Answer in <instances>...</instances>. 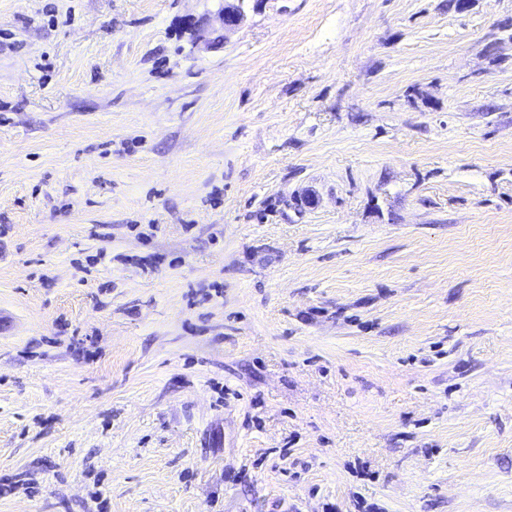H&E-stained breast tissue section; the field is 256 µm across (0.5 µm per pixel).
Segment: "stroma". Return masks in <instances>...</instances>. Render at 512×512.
I'll return each instance as SVG.
<instances>
[{"mask_svg": "<svg viewBox=\"0 0 512 512\" xmlns=\"http://www.w3.org/2000/svg\"><path fill=\"white\" fill-rule=\"evenodd\" d=\"M0 0V512H512V0Z\"/></svg>", "mask_w": 512, "mask_h": 512, "instance_id": "obj_1", "label": "stroma"}]
</instances>
